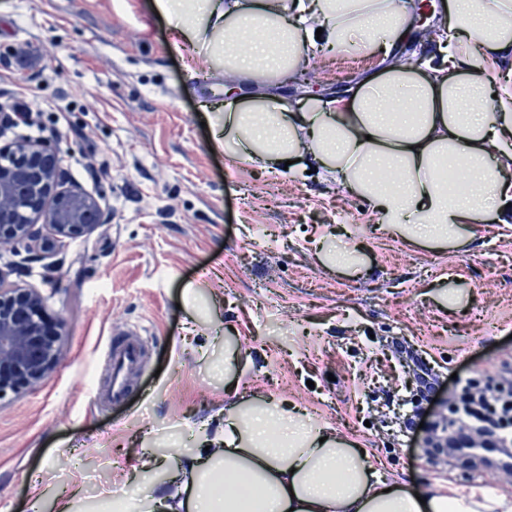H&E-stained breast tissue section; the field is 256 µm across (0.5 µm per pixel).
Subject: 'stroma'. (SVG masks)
Returning a JSON list of instances; mask_svg holds the SVG:
<instances>
[{
  "label": "stroma",
  "instance_id": "35a3bbf8",
  "mask_svg": "<svg viewBox=\"0 0 512 512\" xmlns=\"http://www.w3.org/2000/svg\"><path fill=\"white\" fill-rule=\"evenodd\" d=\"M168 40L146 0H0V95L29 98L32 117L0 138L38 126L102 207L99 231L59 253L0 250V270L66 324L57 365L0 400V512H57L63 495L72 512H113L137 484L170 485L176 458L221 437L228 377L358 441L388 480L512 497V475L425 452L470 382L504 383L512 225L483 224L456 248L412 246L335 182L230 160L201 107L223 72L189 76ZM309 62L326 97L377 66L319 49ZM333 247L358 248L365 276L321 265L318 249ZM116 330L147 341L118 403L102 398ZM400 346L444 384L415 410L363 377Z\"/></svg>",
  "mask_w": 512,
  "mask_h": 512
}]
</instances>
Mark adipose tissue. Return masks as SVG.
Wrapping results in <instances>:
<instances>
[{
  "label": "adipose tissue",
  "mask_w": 512,
  "mask_h": 512,
  "mask_svg": "<svg viewBox=\"0 0 512 512\" xmlns=\"http://www.w3.org/2000/svg\"><path fill=\"white\" fill-rule=\"evenodd\" d=\"M169 48L224 62L213 146L267 170L316 165L369 204L391 235L455 247L476 225L512 223V0H447L449 40L422 65L395 66L412 39L409 0H149ZM377 60L356 87L289 106L314 47ZM512 512L482 488L391 484L347 437L276 398L224 409L218 447L198 449L176 488L153 487L118 512Z\"/></svg>",
  "instance_id": "ef3b65f1"
}]
</instances>
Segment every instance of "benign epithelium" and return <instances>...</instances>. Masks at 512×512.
I'll use <instances>...</instances> for the list:
<instances>
[{
	"label": "benign epithelium",
	"instance_id": "1",
	"mask_svg": "<svg viewBox=\"0 0 512 512\" xmlns=\"http://www.w3.org/2000/svg\"><path fill=\"white\" fill-rule=\"evenodd\" d=\"M58 144L14 140L0 147V249L38 240L35 226L60 247L101 226L97 199L63 176ZM46 297L8 281L0 270V401L38 383L57 364L65 325L43 329Z\"/></svg>",
	"mask_w": 512,
	"mask_h": 512
}]
</instances>
